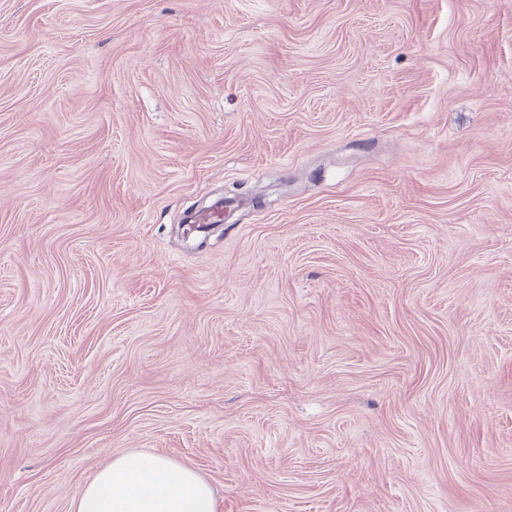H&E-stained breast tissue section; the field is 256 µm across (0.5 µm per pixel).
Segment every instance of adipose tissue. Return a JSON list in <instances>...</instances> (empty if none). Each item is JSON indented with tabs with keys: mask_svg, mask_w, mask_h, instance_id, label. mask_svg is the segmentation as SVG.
Wrapping results in <instances>:
<instances>
[{
	"mask_svg": "<svg viewBox=\"0 0 512 512\" xmlns=\"http://www.w3.org/2000/svg\"><path fill=\"white\" fill-rule=\"evenodd\" d=\"M73 512H217L214 492L194 470L157 455L114 457L72 503Z\"/></svg>",
	"mask_w": 512,
	"mask_h": 512,
	"instance_id": "adipose-tissue-1",
	"label": "adipose tissue"
}]
</instances>
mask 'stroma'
Segmentation results:
<instances>
[{"mask_svg": "<svg viewBox=\"0 0 512 512\" xmlns=\"http://www.w3.org/2000/svg\"><path fill=\"white\" fill-rule=\"evenodd\" d=\"M128 452L512 512V0H0V512Z\"/></svg>", "mask_w": 512, "mask_h": 512, "instance_id": "35a3bbf8", "label": "stroma"}]
</instances>
